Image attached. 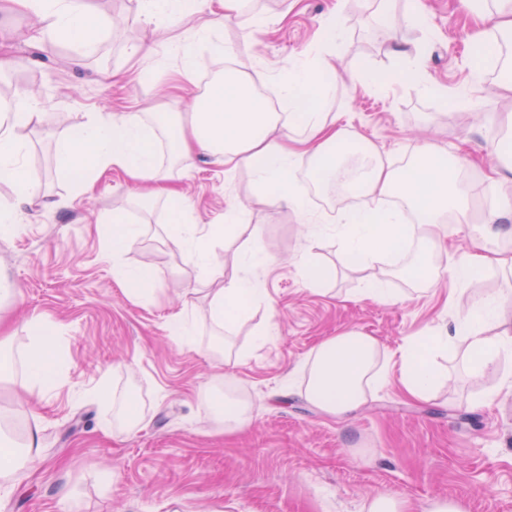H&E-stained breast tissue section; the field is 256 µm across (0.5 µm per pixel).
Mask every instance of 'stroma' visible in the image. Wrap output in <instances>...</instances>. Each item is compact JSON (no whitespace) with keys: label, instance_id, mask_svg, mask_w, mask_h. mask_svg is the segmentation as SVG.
Wrapping results in <instances>:
<instances>
[{"label":"stroma","instance_id":"35a3bbf8","mask_svg":"<svg viewBox=\"0 0 512 512\" xmlns=\"http://www.w3.org/2000/svg\"><path fill=\"white\" fill-rule=\"evenodd\" d=\"M89 3L110 25L86 58L75 43L42 39L35 16L0 18V58L15 63L0 74V99L23 89L42 101L38 117L16 130L27 145L22 163L36 198L17 203L12 185L0 182V206H17L23 217L14 235L0 239V281L16 291L0 302V315L13 324L8 347L17 355L36 321L58 324L65 370L64 385L46 391L31 410L23 404L24 372L0 385V413L21 421L33 412L40 441L32 469L0 488V512H367L369 499L382 491L409 499L416 512L448 498L467 512H512V392L501 388L500 369L467 372L464 343L435 355L450 376L426 401L409 398L392 379L337 418L305 395L312 351L343 331L376 337L378 365L395 370L408 339L439 321L453 323L473 298L471 291H453L448 273L469 245L467 233L432 255L439 269L433 284L409 274L423 250L419 241L398 261L364 272L337 236L309 247L302 216L259 195L252 169L237 170L228 183L210 157L175 161L157 141L161 167L179 176L200 223H223L234 201L246 209L243 226L224 240L225 278L244 274L241 246L252 231L275 257L256 272L270 306L254 307L216 336L196 278L183 272L167 236L171 204H138L135 186L117 171L100 176L92 193H77L55 145L91 112H138L149 125L156 113L191 111L224 62L200 50L194 83L182 84L176 46L198 17L156 25L141 16L138 0ZM418 10L425 15L421 26L410 21ZM390 15V25H382L376 0H250L219 36L241 46L236 64L244 77L265 85L288 61L318 49L329 17H336L343 35L334 45L338 71L329 80L336 91L326 112L397 166L416 161L426 143L463 147L479 161L460 169L463 187L475 209H483V176L496 162L491 146L512 135V93L495 69L473 75L464 46L481 26L458 0H393ZM143 42L161 48L155 61L131 54ZM398 43L423 57L427 77L447 86L448 102L402 80ZM361 69L387 77V84L353 90L342 84ZM112 70L121 81L103 80ZM116 209L144 227L125 263L158 274L144 303L128 299L112 275L108 219ZM309 249L332 271L329 292H311L304 283L299 262ZM370 277L398 303L367 297ZM189 306L197 310L199 352L172 332L174 314ZM262 322L272 324V334L256 349L252 332ZM209 381L249 401L253 420L243 432H218L203 390ZM105 386L138 403L143 420L136 428L103 429L113 416L111 403L99 397Z\"/></svg>","mask_w":512,"mask_h":512}]
</instances>
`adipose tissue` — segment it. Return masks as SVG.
Returning <instances> with one entry per match:
<instances>
[{
  "label": "adipose tissue",
  "mask_w": 512,
  "mask_h": 512,
  "mask_svg": "<svg viewBox=\"0 0 512 512\" xmlns=\"http://www.w3.org/2000/svg\"><path fill=\"white\" fill-rule=\"evenodd\" d=\"M148 21L204 15L198 27L189 29L178 47V70L193 79L197 53L209 46L225 61H233L234 48L224 45L218 33L227 18L239 15L242 0H138ZM33 13L40 19V33L52 40L74 42L84 55L94 54L107 23L89 10L87 0H0V15ZM336 70L332 53L319 52L284 66L268 85L266 95H256L250 83L236 70L225 69L213 80L197 103L194 112L169 114L174 143L179 157L201 153L223 166L225 176L238 169L253 168L259 193L277 189L282 200L296 209H305L303 198L290 188L291 179L301 165H309L325 186L337 183L342 169L336 163L337 152H352L359 144L358 135L336 125L322 112L320 105L332 93L331 84L321 76ZM287 104L277 112L270 101ZM38 101L26 91H17L0 108V180L14 185L17 196L30 200L37 194L20 162L25 144L17 137V127L29 124L36 115ZM57 155L65 171L74 174L78 192L92 191L96 179L112 169L121 170L129 181L154 198L175 202L168 237L180 251L183 263L208 288V311L216 325L235 323L250 305L264 300L256 280L238 276L221 282L223 265L218 250L226 234L243 223L245 211L232 205L224 223L202 224L186 206L181 186L175 176L163 171L157 161L154 133L138 113L115 115L95 112L77 129L57 142ZM445 154L427 145L416 164L400 169L374 160L351 181L350 187L361 205L344 214L345 251L368 265L387 257L399 242L421 236L429 253L441 249L449 235L439 218L461 208L463 195L451 175ZM398 197L396 208H385L388 198ZM422 219L421 225L405 223L404 212ZM112 270L122 282L126 295L135 301L150 298V281L156 274L148 268L131 269L121 256L143 234L140 225L127 223L121 214L112 216ZM512 240V208H496L472 240V249L453 267V280L477 285L489 268L512 271V250L505 244ZM491 303L476 296L473 308L460 318L455 330L440 326L432 338L434 349L447 348L453 335L467 343L471 372L484 373L490 365L512 362V318L490 313ZM58 335L55 326L39 325L23 358L25 375L32 398L61 386L64 377L54 353ZM421 341H411L404 350L397 375L378 368V341L364 333L350 330L323 342L309 364L306 387L308 399L323 412L344 417L360 406L371 383L396 377L405 395L430 399L440 380L432 359L422 354Z\"/></svg>",
  "instance_id": "adipose-tissue-1"
}]
</instances>
